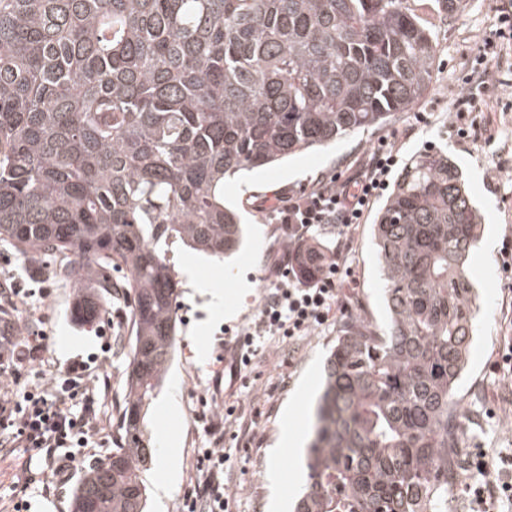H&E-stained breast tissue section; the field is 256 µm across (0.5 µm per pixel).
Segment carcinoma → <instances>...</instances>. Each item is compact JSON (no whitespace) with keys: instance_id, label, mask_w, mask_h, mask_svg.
<instances>
[{"instance_id":"1","label":"carcinoma","mask_w":512,"mask_h":512,"mask_svg":"<svg viewBox=\"0 0 512 512\" xmlns=\"http://www.w3.org/2000/svg\"><path fill=\"white\" fill-rule=\"evenodd\" d=\"M436 46L405 0H0V242L49 261L91 324L121 291L134 344L123 445L73 512H145L180 281L165 246L238 247L224 179L411 109ZM480 217L440 149L373 224L387 317L341 326L296 512H441L463 466Z\"/></svg>"}]
</instances>
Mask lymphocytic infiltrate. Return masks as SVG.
<instances>
[{
    "mask_svg": "<svg viewBox=\"0 0 512 512\" xmlns=\"http://www.w3.org/2000/svg\"><path fill=\"white\" fill-rule=\"evenodd\" d=\"M394 158L391 143L382 142L345 179L322 183L319 188L296 196H276L269 210L294 243L307 240L310 229L317 224L329 225L342 235L350 233L354 225L364 220ZM294 262V256L288 253L276 261L277 275L263 292L254 322L240 331L241 355L228 365L230 377H237L251 365L258 352L257 338L282 336L296 340L324 325L337 306L340 252H332L324 261L322 273L308 283L296 276ZM43 348L41 332H31L21 341L11 323L0 324V375L18 373ZM88 371V364L80 360L56 373L48 387L26 392L22 400L0 398V447L45 453L59 481L67 482L95 428V399L88 392ZM79 390L85 397L77 404L73 398ZM208 431L213 441L201 455L205 471L186 489L185 499L191 512H230L232 494L226 481L231 453L222 446L223 422L213 421ZM466 490L475 507L485 512L495 499L512 501V473L503 468L485 471L483 482L467 484Z\"/></svg>",
    "mask_w": 512,
    "mask_h": 512,
    "instance_id": "f902f5d3",
    "label": "lymphocytic infiltrate"
}]
</instances>
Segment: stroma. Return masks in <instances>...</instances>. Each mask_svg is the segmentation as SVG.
<instances>
[{"instance_id": "stroma-1", "label": "stroma", "mask_w": 512, "mask_h": 512, "mask_svg": "<svg viewBox=\"0 0 512 512\" xmlns=\"http://www.w3.org/2000/svg\"><path fill=\"white\" fill-rule=\"evenodd\" d=\"M502 3L467 0L465 10L451 17L440 0H407L437 46L428 94L387 123L342 137L325 150L304 152L278 166L226 179L224 196L239 207L249 233L242 248L223 263L174 247V270L182 281L178 330L164 385L147 411L145 424L154 450L175 448L170 466L176 478L162 498L157 494V467L145 472L147 512H189L183 492L196 476L199 449L211 445L208 424L229 405L242 408L252 423L249 431L233 428L224 435L225 447L233 451L232 512H293L302 487L293 483L292 474L304 471L306 454L278 453L282 426L292 414L303 433L311 432L323 388L324 361L341 322L356 315L384 322L372 226L404 163L430 148L447 151L462 170L482 222L480 240L469 259L480 310L457 390L463 454L472 459L484 453L491 470L500 467L503 457L512 458V362L503 360L512 348V38L495 35ZM487 39L496 52L488 65V80L499 91L485 99L480 111L457 118L452 103L466 86L477 47ZM461 126L468 128L467 138L459 137ZM385 140L395 145V162L363 223L350 233L347 272L339 283L333 315L301 337L291 353L279 337L258 338L251 367L233 382L215 386L216 375L224 370L226 339L254 320L263 290L273 277V262L288 246L282 225L266 208L267 200L316 189L318 181L345 173ZM46 267L42 260L0 247V286L21 290L0 318L12 321L19 335L35 328L44 336L40 355L19 375L1 377L0 388L19 398L32 385L49 383L73 360H91L100 430L90 438L86 453L104 458L121 444L131 351L123 343L105 349L102 330L107 327L113 335L124 336L131 327L128 312L115 307L101 312L95 324H78L71 317L74 289L47 274L41 280L32 278L33 270ZM208 286L223 293V305L205 295ZM31 470L35 482L27 492L30 512H71L76 481L45 496L41 489L54 477L43 454H33Z\"/></svg>"}]
</instances>
